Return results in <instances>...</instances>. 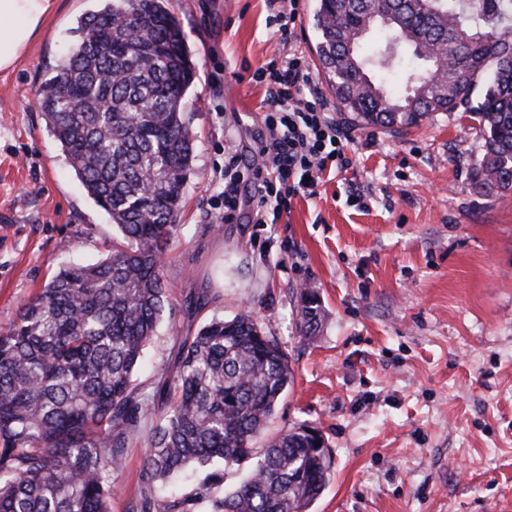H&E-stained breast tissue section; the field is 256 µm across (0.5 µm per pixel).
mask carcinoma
<instances>
[{"mask_svg":"<svg viewBox=\"0 0 512 512\" xmlns=\"http://www.w3.org/2000/svg\"><path fill=\"white\" fill-rule=\"evenodd\" d=\"M382 0H318L317 56L343 110L398 131L432 112H462L484 132L476 187L512 192V0H392L399 22L358 61L379 93L336 54ZM41 85L37 107L87 194L112 220V252L62 268L0 330V512H110L112 471L128 436L161 410L146 437L135 512H308L333 473L325 437L306 426L265 437L293 377L288 349L249 311L214 316L181 341L152 392L134 385L165 315L163 259L193 169L185 95L196 71L163 0H105L81 17ZM431 45L407 70L392 38ZM401 80L402 91L388 80ZM206 292L185 301L192 317ZM324 309L299 293L309 339ZM251 463L219 493L226 468ZM200 476L187 493L170 481Z\"/></svg>","mask_w":512,"mask_h":512,"instance_id":"carcinoma-1","label":"carcinoma"}]
</instances>
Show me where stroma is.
Wrapping results in <instances>:
<instances>
[{
  "mask_svg": "<svg viewBox=\"0 0 512 512\" xmlns=\"http://www.w3.org/2000/svg\"><path fill=\"white\" fill-rule=\"evenodd\" d=\"M186 36L193 170L163 270L169 307L136 376L151 390L181 337L213 316L253 312L286 346L294 379L270 423L326 438L334 475L312 512H512V194L476 188L477 122L435 112L389 132L343 112L317 61V0H301L295 47L331 120L348 132V168L287 217L256 225L242 204L217 222L225 147L251 161L263 130L252 72L278 47L264 0H165ZM96 0H55L43 30L0 71V329L60 266L112 247L109 216L87 195L36 99L71 31ZM325 319L296 329L298 290ZM208 289L190 319L182 304ZM142 422L113 471L111 512L141 488Z\"/></svg>",
  "mask_w": 512,
  "mask_h": 512,
  "instance_id": "1",
  "label": "stroma"
}]
</instances>
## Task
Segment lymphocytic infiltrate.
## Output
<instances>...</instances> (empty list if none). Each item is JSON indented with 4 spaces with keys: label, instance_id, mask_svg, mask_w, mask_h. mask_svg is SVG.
<instances>
[{
    "label": "lymphocytic infiltrate",
    "instance_id": "1",
    "mask_svg": "<svg viewBox=\"0 0 512 512\" xmlns=\"http://www.w3.org/2000/svg\"><path fill=\"white\" fill-rule=\"evenodd\" d=\"M268 6L283 51L251 75L252 83L264 91L265 133L251 163L225 151L219 170L224 189L217 199L226 220L243 200H250L259 224L278 223L294 198L317 194L327 169L350 164L345 134L326 116L310 67L292 45L299 0H268Z\"/></svg>",
    "mask_w": 512,
    "mask_h": 512
}]
</instances>
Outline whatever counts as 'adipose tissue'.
<instances>
[{"mask_svg":"<svg viewBox=\"0 0 512 512\" xmlns=\"http://www.w3.org/2000/svg\"><path fill=\"white\" fill-rule=\"evenodd\" d=\"M53 5L54 0H0V70L15 64Z\"/></svg>","mask_w":512,"mask_h":512,"instance_id":"ef3b65f1","label":"adipose tissue"}]
</instances>
